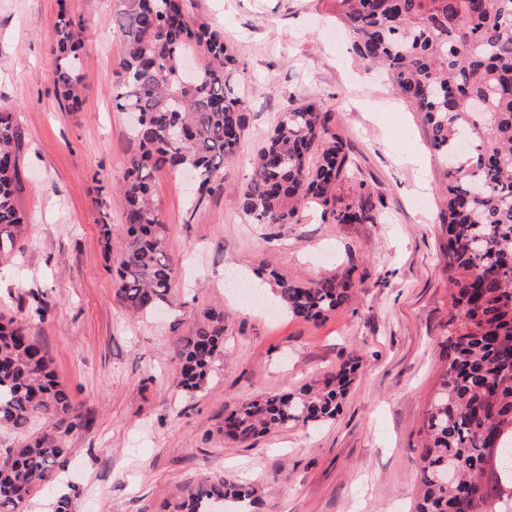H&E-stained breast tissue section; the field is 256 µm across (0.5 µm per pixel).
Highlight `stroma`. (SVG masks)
Returning a JSON list of instances; mask_svg holds the SVG:
<instances>
[{
  "label": "stroma",
  "instance_id": "35a3bbf8",
  "mask_svg": "<svg viewBox=\"0 0 512 512\" xmlns=\"http://www.w3.org/2000/svg\"><path fill=\"white\" fill-rule=\"evenodd\" d=\"M186 3L232 47L248 126L201 207H191L182 180L157 172L181 274L169 305L133 316L99 233L106 199L113 247L126 237L116 186L137 151L109 94L124 48L114 2L0 0V107L17 113L30 144L29 225L15 261L0 266V314L28 325L85 422L66 438V468L22 512H54L62 495L70 512H171L222 474L255 489L250 512H414L415 459L452 312L439 176L420 119L384 75L355 60L330 0ZM63 6L85 23L78 112L61 108L50 79ZM306 101L334 113L376 221L334 224L308 204L270 240L243 213L239 191L281 113ZM272 268L302 284L348 276L354 296L304 321L280 306ZM207 308L224 314V351L189 394L174 379L172 341ZM352 353L361 366L335 420L280 428L249 446L225 439L236 406L324 379Z\"/></svg>",
  "mask_w": 512,
  "mask_h": 512
}]
</instances>
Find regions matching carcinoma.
<instances>
[{
    "mask_svg": "<svg viewBox=\"0 0 512 512\" xmlns=\"http://www.w3.org/2000/svg\"><path fill=\"white\" fill-rule=\"evenodd\" d=\"M365 64L385 68L418 113L441 177L439 222L448 254L452 313L442 344L445 361L424 418L416 512H502L499 478H489L492 441L512 475V0H333ZM112 22L125 37L110 93L116 109L137 120L122 218L128 235L114 287L134 314L169 300L179 263L169 254L155 196V173L167 168L192 184L200 206L233 158L246 129V101L236 59L224 36L193 20L185 0H116ZM84 23L60 0L51 49L52 79L63 108L83 103L79 61ZM28 141L16 113L0 110V262L20 249L27 222L22 166ZM358 167L336 132L334 113L298 103L281 114L253 161L240 192L254 224H290L314 202L334 224L374 222L364 199L337 205L339 185ZM280 305L318 321L347 304L352 284L333 275L312 284L272 269ZM224 350V315L212 309L176 341L178 384L202 388ZM359 365L351 355L320 384L285 394H259L224 420V437L247 445L265 433L336 418ZM52 423L39 432L32 422ZM84 427L66 386L28 328L0 317V431L17 441L0 451V512H19L35 490L67 465L63 435ZM253 487L225 476L207 478L173 512H212L217 502L242 512Z\"/></svg>",
    "mask_w": 512,
    "mask_h": 512,
    "instance_id": "carcinoma-1",
    "label": "carcinoma"
}]
</instances>
